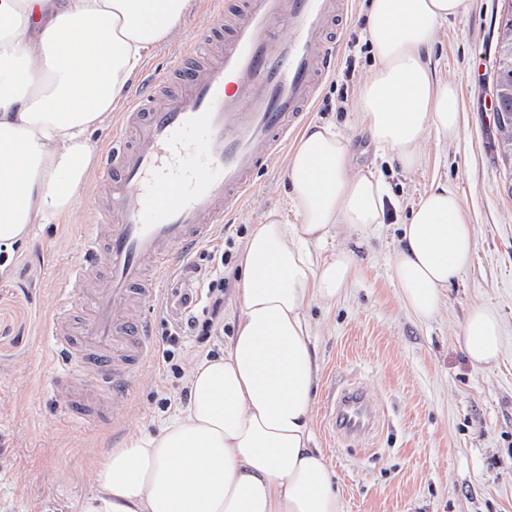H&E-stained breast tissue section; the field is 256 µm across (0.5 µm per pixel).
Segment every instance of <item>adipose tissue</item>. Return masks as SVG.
Wrapping results in <instances>:
<instances>
[{
	"label": "adipose tissue",
	"instance_id": "obj_1",
	"mask_svg": "<svg viewBox=\"0 0 512 512\" xmlns=\"http://www.w3.org/2000/svg\"><path fill=\"white\" fill-rule=\"evenodd\" d=\"M196 0H0V263L69 209L94 160V132L121 111L148 51L172 41ZM466 0H369L364 36L374 66L358 119L381 156L412 169L428 133L459 134L457 89L428 59L438 24ZM332 124L301 132L285 169V209L266 210L239 256L234 334L223 355L189 371L181 414L133 433L98 459L77 512H346L310 409L317 363L306 310L335 303L357 273L353 250L324 259L334 233L386 221L387 185L353 165ZM476 247L455 190L430 189L402 226L392 277L404 307L433 319ZM461 341L487 368L501 323L472 306Z\"/></svg>",
	"mask_w": 512,
	"mask_h": 512
}]
</instances>
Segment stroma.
Listing matches in <instances>:
<instances>
[{
  "label": "stroma",
  "instance_id": "obj_1",
  "mask_svg": "<svg viewBox=\"0 0 512 512\" xmlns=\"http://www.w3.org/2000/svg\"><path fill=\"white\" fill-rule=\"evenodd\" d=\"M343 32L342 61L322 85L310 119L330 122L354 143V165L376 169L397 203L387 224L363 235L359 272L333 305L306 315L317 357L311 427L336 474L347 512H512V186L495 148L489 68L501 0H467L442 24L431 48L439 77L456 83L460 134L443 143L428 136L422 162L405 171L378 156L355 110L373 58L363 37L368 0H353ZM209 0H197L176 39L148 54L141 77L173 76L199 46ZM353 76H345V57ZM285 159L260 173L248 203L220 237L190 257L201 264L213 247L239 255L251 224L284 196ZM456 188L474 227L476 251L449 286L435 318L418 321L401 304L392 261L411 207L438 184ZM101 188L88 177L68 214L37 227L27 249L0 278V512H77L90 493L91 464L131 433L155 434L180 415L187 375L203 357L223 354L238 300L235 264L224 267V322L211 335L172 328L171 293L150 315L152 352L129 382V400L95 418H67L54 396L55 365L45 326L84 250ZM492 305L502 319L497 364L474 367L460 342L471 305ZM359 387L381 416L371 435L336 433L329 411L337 393Z\"/></svg>",
  "mask_w": 512,
  "mask_h": 512
}]
</instances>
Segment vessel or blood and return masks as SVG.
<instances>
[{"mask_svg":"<svg viewBox=\"0 0 512 512\" xmlns=\"http://www.w3.org/2000/svg\"><path fill=\"white\" fill-rule=\"evenodd\" d=\"M241 3L230 17L215 0V16L229 20L221 45L189 52L179 89L160 77L141 84L112 134L102 199L70 281L89 311H62L47 325L66 413L127 402L128 380L151 349L149 320L132 308L156 302L173 272L250 197L254 174L286 147L336 69L334 30L348 0ZM88 378L100 382L91 395L79 391ZM376 422L358 390L337 394L331 423L339 434L360 436Z\"/></svg>","mask_w":512,"mask_h":512,"instance_id":"obj_1","label":"vessel or blood"}]
</instances>
